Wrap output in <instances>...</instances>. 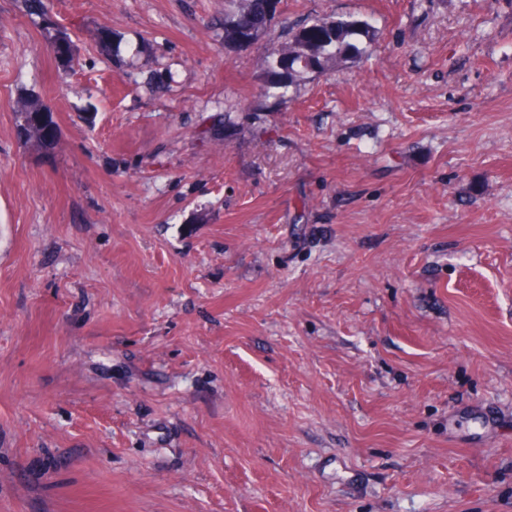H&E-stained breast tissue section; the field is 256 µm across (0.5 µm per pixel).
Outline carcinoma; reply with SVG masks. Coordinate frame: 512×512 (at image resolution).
Listing matches in <instances>:
<instances>
[{"label": "carcinoma", "mask_w": 512, "mask_h": 512, "mask_svg": "<svg viewBox=\"0 0 512 512\" xmlns=\"http://www.w3.org/2000/svg\"><path fill=\"white\" fill-rule=\"evenodd\" d=\"M273 18L266 17L262 0H224V46L242 47L271 33ZM279 47L267 56L261 97L278 105L288 102L297 83L309 74L322 73L348 54H363L371 42L369 25L339 18L305 19L283 30ZM41 100L29 97L18 107L17 127L28 129L27 141L46 150L56 137L52 112L40 111Z\"/></svg>", "instance_id": "1"}]
</instances>
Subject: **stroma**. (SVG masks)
I'll return each mask as SVG.
<instances>
[{
	"label": "stroma",
	"instance_id": "obj_1",
	"mask_svg": "<svg viewBox=\"0 0 512 512\" xmlns=\"http://www.w3.org/2000/svg\"><path fill=\"white\" fill-rule=\"evenodd\" d=\"M50 13L74 71L0 0V512H512V0H282L376 37L268 112L224 0ZM42 101L37 97L23 99L18 107L17 129L27 128L28 137L25 141L33 142L46 150L53 149L56 144V137L43 132L45 129L56 128L52 119V112L47 108L38 112V106Z\"/></svg>",
	"mask_w": 512,
	"mask_h": 512
}]
</instances>
